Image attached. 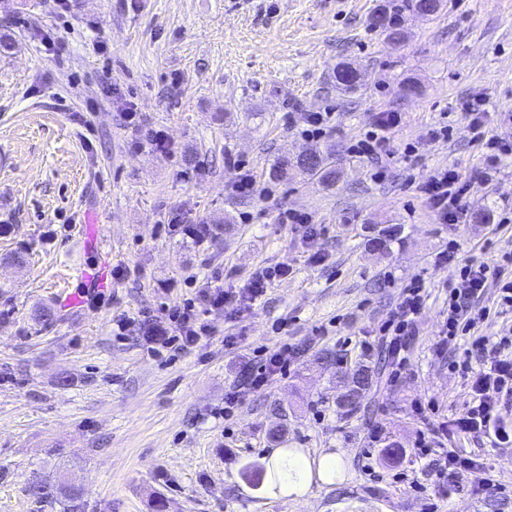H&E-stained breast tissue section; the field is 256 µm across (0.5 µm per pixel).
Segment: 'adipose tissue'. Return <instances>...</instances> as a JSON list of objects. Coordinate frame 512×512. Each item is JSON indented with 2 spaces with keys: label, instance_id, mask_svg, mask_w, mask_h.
<instances>
[{
  "label": "adipose tissue",
  "instance_id": "ef3b65f1",
  "mask_svg": "<svg viewBox=\"0 0 512 512\" xmlns=\"http://www.w3.org/2000/svg\"><path fill=\"white\" fill-rule=\"evenodd\" d=\"M341 468L342 460L334 453L312 458L300 451L271 449L267 456V473L277 476L279 483L270 488L269 493L282 500L303 496L314 482H329L331 475Z\"/></svg>",
  "mask_w": 512,
  "mask_h": 512
}]
</instances>
